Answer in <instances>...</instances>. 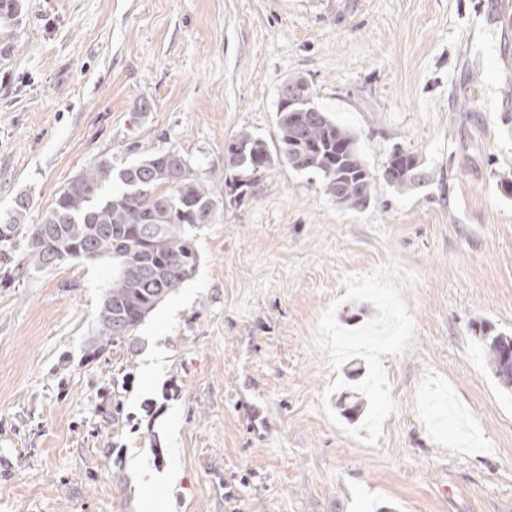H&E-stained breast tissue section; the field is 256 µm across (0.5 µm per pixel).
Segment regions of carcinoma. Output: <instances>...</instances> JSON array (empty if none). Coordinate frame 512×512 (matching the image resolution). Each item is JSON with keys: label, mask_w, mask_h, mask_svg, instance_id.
<instances>
[{"label": "carcinoma", "mask_w": 512, "mask_h": 512, "mask_svg": "<svg viewBox=\"0 0 512 512\" xmlns=\"http://www.w3.org/2000/svg\"><path fill=\"white\" fill-rule=\"evenodd\" d=\"M288 96L277 101V147L248 131L229 139L227 166L250 176L236 180L247 193L256 176L276 161L321 179L324 192L336 203L366 207L378 181L397 190L415 184L408 171L418 157L393 152L381 175L364 163L355 135L317 107L307 81L288 80ZM219 205L213 185L176 151H160L126 167L99 158L72 180L28 235L27 248L35 260L51 265L46 242L58 245L61 260H81L72 246L92 251L96 259L116 265L112 288L98 309L99 333L107 339L127 336L155 307L195 273L200 256L190 231L212 222ZM491 372L512 387L501 357L512 350V336L493 333L483 324Z\"/></svg>", "instance_id": "cac0c4a2"}]
</instances>
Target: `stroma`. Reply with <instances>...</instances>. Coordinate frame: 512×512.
<instances>
[{
	"mask_svg": "<svg viewBox=\"0 0 512 512\" xmlns=\"http://www.w3.org/2000/svg\"><path fill=\"white\" fill-rule=\"evenodd\" d=\"M512 0H22L0 24V512H512ZM381 173L342 207L280 162L243 195L225 146L274 143L281 86ZM182 154L222 197L193 277L99 333L111 260L26 247L96 159ZM157 354L156 380L141 367ZM365 400L347 420L339 397ZM151 399L159 412L146 417ZM140 459L141 474L129 459ZM480 331L484 336L491 372L501 381L502 384L512 388V376H505L501 370V366L503 364L501 357L503 353L507 350H512V336H508L502 333L490 335L494 329L492 327H488L486 324L481 325Z\"/></svg>",
	"mask_w": 512,
	"mask_h": 512,
	"instance_id": "obj_1",
	"label": "stroma"
}]
</instances>
